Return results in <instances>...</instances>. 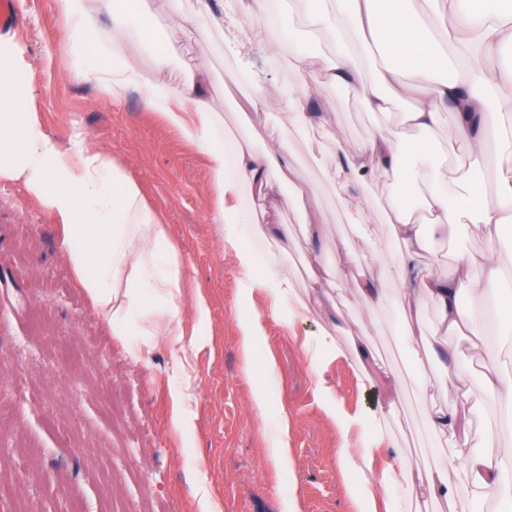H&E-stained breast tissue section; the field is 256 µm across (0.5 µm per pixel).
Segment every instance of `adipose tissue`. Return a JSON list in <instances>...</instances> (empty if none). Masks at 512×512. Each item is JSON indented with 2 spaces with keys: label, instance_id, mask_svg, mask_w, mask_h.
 <instances>
[{
  "label": "adipose tissue",
  "instance_id": "obj_1",
  "mask_svg": "<svg viewBox=\"0 0 512 512\" xmlns=\"http://www.w3.org/2000/svg\"><path fill=\"white\" fill-rule=\"evenodd\" d=\"M51 3L68 29L63 71L83 73L101 96L115 101L130 87L140 88L146 104L205 154L217 199L215 220L234 251L245 286L265 289L274 297L268 313L251 311L240 319V350L244 361L252 362L266 318L286 323L307 311L328 275L318 254H311L306 296L292 297L287 271L279 265L259 267L252 247L253 242L287 235V225L261 223L256 212L235 202L245 191L264 195L272 177L288 170L287 141L260 153L241 141L225 149L219 133L224 118L210 105L207 76L194 75L185 85L175 86L166 76L165 59L143 71L118 39L112 43L109 66L94 69L91 48L101 14L111 16L114 33H128L139 25L148 0H136L129 11L115 10L112 0ZM300 3L309 9L313 30L335 40L336 58L322 67L308 50L293 51L291 64L300 82L288 96L291 131L303 133L311 127L309 88L321 80L342 86L378 114L406 103L405 123L422 133L436 128L443 113L454 117L447 148L424 144L410 150L395 132L381 129L355 149L343 151L341 165L325 173L338 204L349 210L356 185L406 169L426 172L421 214H414L406 189H399L386 211L392 226L387 255L375 272L360 269L352 276L354 302L341 319L354 321L361 312H373L387 284L396 283L404 342L416 353L447 355L448 336L479 325L478 313L500 267L463 254L448 271L423 268L419 256L429 244L423 227L431 225L452 237L459 225L473 224L493 242L512 223V122H504L502 114L512 102L500 95L502 88L512 89V62L495 71L485 66L487 60L512 53V18H504L502 9H491L490 0H452L447 12L439 0H286L285 7L292 10ZM413 74L423 78L422 87L408 84ZM35 93L21 50L13 39L0 36V182L23 183L58 226L80 287L110 334L125 340L134 362L143 361L160 341L175 348L171 424L188 433L193 426L187 390L194 345L185 339L183 312L193 305L203 323L208 307L203 298L188 300L185 266L139 184L111 155L82 143L63 146L44 132L29 106ZM456 148L464 154L452 178L447 173L448 153ZM490 160L495 163L496 188L492 195H480L471 173ZM427 298L438 312V334L431 338L412 313L413 304ZM446 373L455 392L449 402L431 407L427 427L434 438L465 449V456L452 462L442 455L433 468L423 470L409 462L404 449H396L395 461L384 462L364 477L360 494L367 504L361 512H373L376 496L396 493L446 502L491 496L512 504V448L487 454L470 447L471 415L478 400L487 397L511 406L512 378L487 367L474 386L459 367H447Z\"/></svg>",
  "mask_w": 512,
  "mask_h": 512
}]
</instances>
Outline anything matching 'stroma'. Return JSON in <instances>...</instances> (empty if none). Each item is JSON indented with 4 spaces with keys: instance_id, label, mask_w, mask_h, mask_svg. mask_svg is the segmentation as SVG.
I'll list each match as a JSON object with an SVG mask.
<instances>
[{
    "instance_id": "1",
    "label": "stroma",
    "mask_w": 512,
    "mask_h": 512,
    "mask_svg": "<svg viewBox=\"0 0 512 512\" xmlns=\"http://www.w3.org/2000/svg\"><path fill=\"white\" fill-rule=\"evenodd\" d=\"M212 8L224 14L223 30H214L210 17L197 13L195 0H182L184 13L192 17L188 23L174 17L169 0H152L143 33L156 51L167 54V75L174 83L194 73L209 75L210 101L240 140L260 152L287 139L291 172L266 200L245 195L239 203L258 209L264 223L287 225V237L255 248L288 268L296 294L305 292L309 272L303 260L313 252L330 264L335 286L320 305L292 322L266 320L259 353L276 358L278 374L266 410H258L254 392L263 376L259 368H247L241 356L238 315L268 310L272 297L258 289L244 291L234 252L213 222L214 190L205 155L146 107L137 89L121 100H106L94 81L60 71L68 35L51 0H17L19 22L12 38L30 66L37 87L30 106L43 130L62 143L81 140L111 154L140 183L148 204L163 216L209 317L198 325L193 357V429L182 436L170 422V347L159 345L145 363L134 364L125 343L110 336L77 287L55 224L23 185L1 183L0 512H199L203 488L220 512H283L292 497L300 512H358L361 478L343 465L341 450L374 448L378 464L392 454L375 449L360 427L342 431L339 418L365 420L384 408V371L417 370L446 381L440 360H415L398 338L401 314L391 298H384L375 315H362L349 332L336 328L337 309L354 300L347 281L355 268L345 250L354 234L322 169L340 163L337 144L351 150L377 126H399L398 112H368L343 88L324 82L313 88L308 102L312 127L305 136L289 135L287 113L274 109L298 82L289 43L274 50L245 38L241 0H214ZM244 61L269 109L254 108L234 82ZM312 138L323 143L319 165L308 152ZM412 179L409 172L384 174L354 188L355 205L371 213L377 249L391 237L383 209L398 181ZM299 183L314 200L304 214L284 203ZM306 218L323 227L312 243L301 230ZM463 252L500 263L502 291L512 292V240L487 242L470 224L460 225L451 240L433 234L421 262L442 270ZM323 333L341 347L353 338L370 342L381 363L375 384L362 385L358 368L343 358L314 371L311 357ZM448 350L469 371L471 382H478L487 365L512 375V334L452 336ZM330 404L335 414L327 413ZM429 408V399L405 382L391 428L420 466L433 457ZM283 412L292 450L286 474L270 455L274 423ZM377 510L500 512L501 506L473 497L449 506L381 497Z\"/></svg>"
}]
</instances>
